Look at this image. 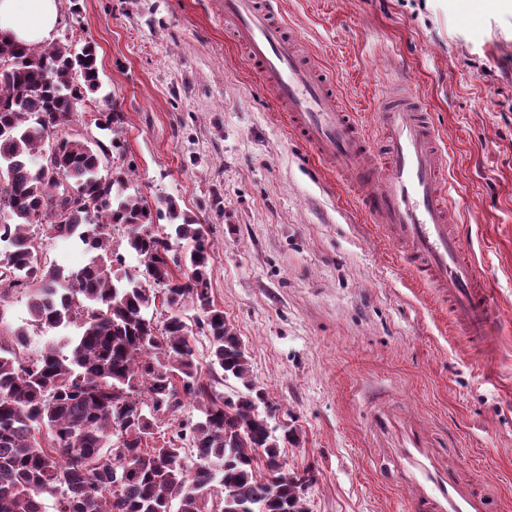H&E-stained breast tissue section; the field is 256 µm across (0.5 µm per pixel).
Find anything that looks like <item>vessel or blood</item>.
Instances as JSON below:
<instances>
[{
  "mask_svg": "<svg viewBox=\"0 0 512 512\" xmlns=\"http://www.w3.org/2000/svg\"><path fill=\"white\" fill-rule=\"evenodd\" d=\"M224 26L318 168L352 177L368 222L385 233L415 281L436 290L458 334L485 348L497 307L454 228L447 148L402 71H395L393 92L375 110L372 139L338 106L333 78L304 52L278 0H224ZM392 456L410 512H493L496 485L461 478L439 449L421 444L418 431L401 430Z\"/></svg>",
  "mask_w": 512,
  "mask_h": 512,
  "instance_id": "b4317fda",
  "label": "vessel or blood"
}]
</instances>
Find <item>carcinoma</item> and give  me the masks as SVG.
Instances as JSON below:
<instances>
[{"mask_svg": "<svg viewBox=\"0 0 512 512\" xmlns=\"http://www.w3.org/2000/svg\"><path fill=\"white\" fill-rule=\"evenodd\" d=\"M97 61L89 41L0 40V304L24 292L30 316L0 336V512H46L47 499L53 512H203L215 501L216 512H307L312 470L288 468L295 431L270 427L276 409L212 297L205 225L171 197L151 208L112 165L125 152L124 113H99L105 142L65 132L101 86ZM115 227L142 270L126 269ZM62 233L85 246L87 264L35 260L41 240ZM36 331L53 336L31 354ZM186 402L197 420L157 436L160 417Z\"/></svg>", "mask_w": 512, "mask_h": 512, "instance_id": "obj_1", "label": "carcinoma"}]
</instances>
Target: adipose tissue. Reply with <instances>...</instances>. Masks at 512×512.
Returning <instances> with one entry per match:
<instances>
[{"mask_svg":"<svg viewBox=\"0 0 512 512\" xmlns=\"http://www.w3.org/2000/svg\"><path fill=\"white\" fill-rule=\"evenodd\" d=\"M59 20V0H0V39L43 47L53 42Z\"/></svg>","mask_w":512,"mask_h":512,"instance_id":"ef3b65f1","label":"adipose tissue"}]
</instances>
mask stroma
Here are the masks:
<instances>
[{
	"label": "stroma",
	"instance_id": "stroma-1",
	"mask_svg": "<svg viewBox=\"0 0 512 512\" xmlns=\"http://www.w3.org/2000/svg\"><path fill=\"white\" fill-rule=\"evenodd\" d=\"M58 41L98 45L102 87L67 132L125 115L121 166L149 203L208 224L212 297L254 381L313 468L308 512H408L379 419L401 416L449 464L497 482L512 512V9L498 0H280L339 102L371 122L403 65L457 188L456 229L503 320L490 352L453 334L432 292L359 211L349 179L317 173L224 31L223 0H80Z\"/></svg>",
	"mask_w": 512,
	"mask_h": 512
}]
</instances>
